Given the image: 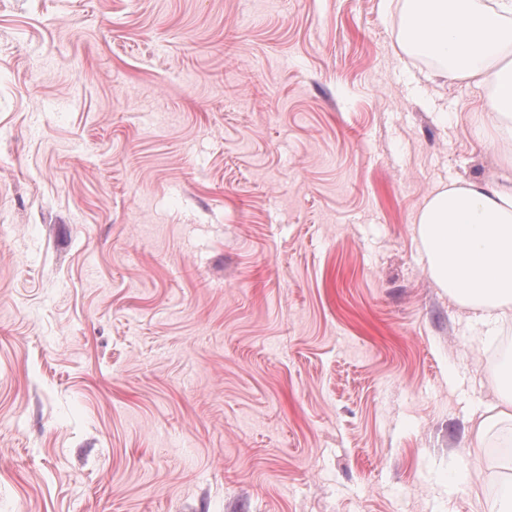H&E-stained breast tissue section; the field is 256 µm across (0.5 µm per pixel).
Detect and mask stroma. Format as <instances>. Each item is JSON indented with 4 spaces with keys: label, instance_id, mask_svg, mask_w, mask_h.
Masks as SVG:
<instances>
[{
    "label": "stroma",
    "instance_id": "35a3bbf8",
    "mask_svg": "<svg viewBox=\"0 0 512 512\" xmlns=\"http://www.w3.org/2000/svg\"><path fill=\"white\" fill-rule=\"evenodd\" d=\"M398 24L0 0V512H483L486 330L413 221L501 152Z\"/></svg>",
    "mask_w": 512,
    "mask_h": 512
}]
</instances>
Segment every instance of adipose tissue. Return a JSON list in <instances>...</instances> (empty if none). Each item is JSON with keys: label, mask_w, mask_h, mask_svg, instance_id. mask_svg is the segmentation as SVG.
I'll return each instance as SVG.
<instances>
[{"label": "adipose tissue", "mask_w": 512, "mask_h": 512, "mask_svg": "<svg viewBox=\"0 0 512 512\" xmlns=\"http://www.w3.org/2000/svg\"><path fill=\"white\" fill-rule=\"evenodd\" d=\"M398 42L437 60L438 77L487 92L495 115L477 139L512 147V0H398ZM435 285L487 328L512 318V177L438 186L415 219Z\"/></svg>", "instance_id": "1"}]
</instances>
